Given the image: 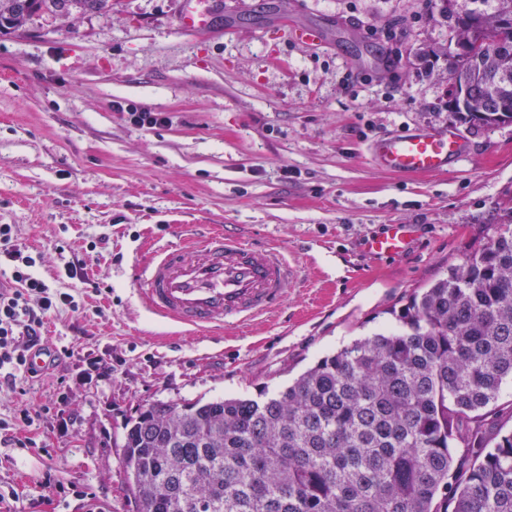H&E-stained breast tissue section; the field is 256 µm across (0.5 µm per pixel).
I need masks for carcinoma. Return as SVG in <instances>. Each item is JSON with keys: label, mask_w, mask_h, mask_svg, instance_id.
<instances>
[{"label": "carcinoma", "mask_w": 512, "mask_h": 512, "mask_svg": "<svg viewBox=\"0 0 512 512\" xmlns=\"http://www.w3.org/2000/svg\"><path fill=\"white\" fill-rule=\"evenodd\" d=\"M448 103L511 123L512 0H470ZM112 0H0V34ZM399 328L322 357L263 400L156 402L125 427L136 512H512V195L486 243L414 292Z\"/></svg>", "instance_id": "cac0c4a2"}]
</instances>
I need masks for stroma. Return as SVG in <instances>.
<instances>
[{
    "instance_id": "obj_1",
    "label": "stroma",
    "mask_w": 512,
    "mask_h": 512,
    "mask_svg": "<svg viewBox=\"0 0 512 512\" xmlns=\"http://www.w3.org/2000/svg\"><path fill=\"white\" fill-rule=\"evenodd\" d=\"M181 7L112 0L72 30L41 13L0 34V224L79 304L44 328L70 357L24 393L0 390V419L34 418L31 446L0 437L12 512H135L121 457L140 409L271 395L387 331L415 289L487 240L512 193V123L449 112L445 63L427 55L447 47L453 20L421 0H208L213 23L196 33L179 28ZM302 25L322 28V45L295 42ZM116 101L170 121L133 126ZM450 127L468 154L448 170L400 174L371 158L381 136ZM389 224L413 225L408 249L368 253ZM220 226L287 256L283 304L214 332L150 314L134 266ZM67 257L83 279L61 276ZM96 358L111 376L85 377Z\"/></svg>"
}]
</instances>
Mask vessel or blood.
Listing matches in <instances>:
<instances>
[{"instance_id": "b4317fda", "label": "vessel or blood", "mask_w": 512, "mask_h": 512, "mask_svg": "<svg viewBox=\"0 0 512 512\" xmlns=\"http://www.w3.org/2000/svg\"><path fill=\"white\" fill-rule=\"evenodd\" d=\"M208 10L185 0L181 29L208 27ZM376 163L389 171L430 174L458 164L466 145L455 129L392 133L371 147ZM412 227L390 224L365 244L376 256L395 257L409 244ZM292 270L275 249L249 244L231 229H218L190 246L164 247L136 265L133 283L156 317L181 326L210 329L243 324L281 305Z\"/></svg>"}]
</instances>
